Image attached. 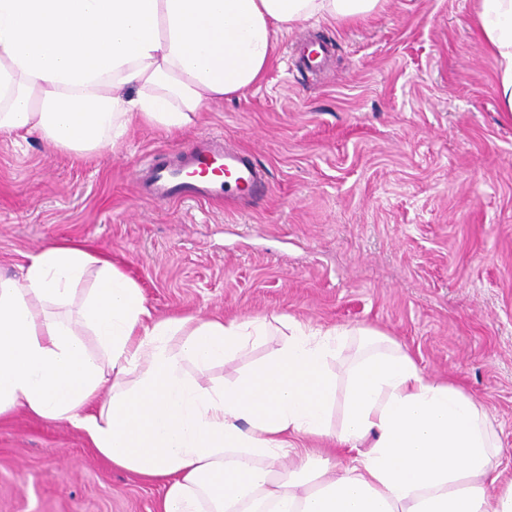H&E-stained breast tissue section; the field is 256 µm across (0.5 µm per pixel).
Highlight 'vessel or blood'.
Returning <instances> with one entry per match:
<instances>
[{"mask_svg":"<svg viewBox=\"0 0 512 512\" xmlns=\"http://www.w3.org/2000/svg\"><path fill=\"white\" fill-rule=\"evenodd\" d=\"M148 198L160 203L191 200L229 207V192L266 188V172L254 164L241 147L197 140L177 164H150L142 177Z\"/></svg>","mask_w":512,"mask_h":512,"instance_id":"obj_1","label":"vessel or blood"}]
</instances>
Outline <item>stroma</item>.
I'll use <instances>...</instances> for the list:
<instances>
[{
    "label": "stroma",
    "instance_id": "obj_1",
    "mask_svg": "<svg viewBox=\"0 0 512 512\" xmlns=\"http://www.w3.org/2000/svg\"><path fill=\"white\" fill-rule=\"evenodd\" d=\"M475 0H385L357 23L310 20L278 41L264 81L175 132L140 124L88 159L38 133L0 135V273L77 241L106 253L163 317L266 320L217 364L224 385L284 341L281 318L350 330L329 360L338 394L360 330L481 401L512 478V117ZM326 43L320 70L299 64ZM244 148L272 190L225 210L157 203L137 178L197 139ZM160 482L116 469L68 424L0 420V512H158Z\"/></svg>",
    "mask_w": 512,
    "mask_h": 512
}]
</instances>
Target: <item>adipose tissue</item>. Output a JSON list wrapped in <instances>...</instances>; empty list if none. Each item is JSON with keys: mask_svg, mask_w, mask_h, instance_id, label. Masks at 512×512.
I'll return each instance as SVG.
<instances>
[{"mask_svg": "<svg viewBox=\"0 0 512 512\" xmlns=\"http://www.w3.org/2000/svg\"><path fill=\"white\" fill-rule=\"evenodd\" d=\"M383 2L0 0V134L84 155L135 123L182 129L260 83L284 31L364 21ZM474 22L512 115V0H476ZM287 328L232 386L202 383L266 320L158 317L107 256L51 243L20 277L0 274V418L82 430L113 467L163 480L160 512H512L481 403L393 344L349 369L332 429L328 361L347 332ZM298 439L329 442L349 466L321 455L285 471Z\"/></svg>", "mask_w": 512, "mask_h": 512, "instance_id": "adipose-tissue-1", "label": "adipose tissue"}]
</instances>
